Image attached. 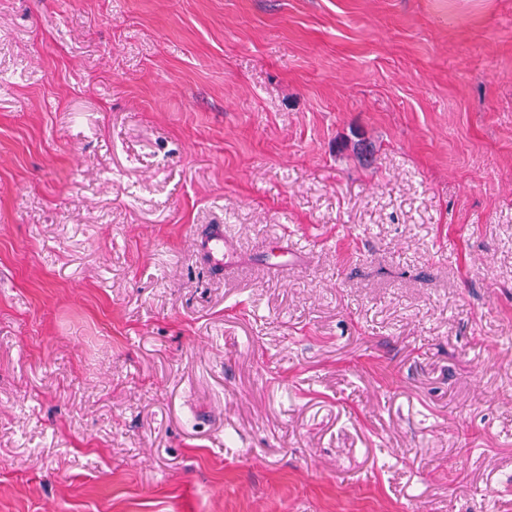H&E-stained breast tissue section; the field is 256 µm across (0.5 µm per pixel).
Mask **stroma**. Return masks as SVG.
<instances>
[{"instance_id": "35a3bbf8", "label": "stroma", "mask_w": 512, "mask_h": 512, "mask_svg": "<svg viewBox=\"0 0 512 512\" xmlns=\"http://www.w3.org/2000/svg\"><path fill=\"white\" fill-rule=\"evenodd\" d=\"M0 512H512V0H0ZM194 249L206 259L210 268L224 269V264L229 262L230 252L225 244L223 225L211 224L206 231L197 234Z\"/></svg>"}]
</instances>
